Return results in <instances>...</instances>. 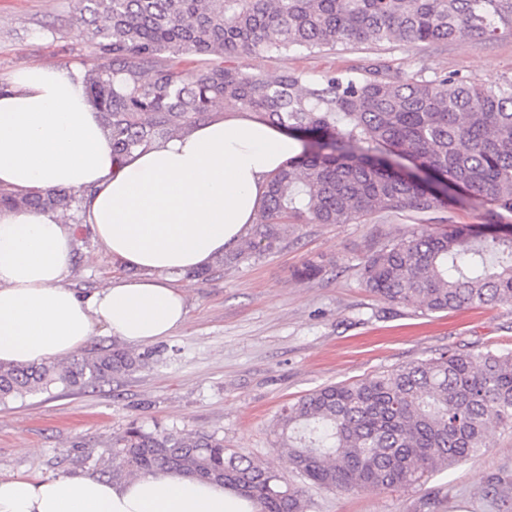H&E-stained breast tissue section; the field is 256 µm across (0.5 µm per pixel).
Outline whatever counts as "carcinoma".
<instances>
[{
    "mask_svg": "<svg viewBox=\"0 0 512 512\" xmlns=\"http://www.w3.org/2000/svg\"><path fill=\"white\" fill-rule=\"evenodd\" d=\"M100 63L85 77L120 162L212 119L229 101L316 141L270 181L248 237L218 259L232 265L280 247L297 224H348L378 211L427 213L464 200L512 212V81L435 72L273 78L224 63L188 73L184 54L231 58L310 52L343 43L411 45L512 35V0H77ZM76 191L15 193L0 205L62 213ZM361 285L383 300L436 313L512 306V236L491 224L413 227L368 245ZM150 354L114 345L67 365L0 364V403L60 384L86 389L128 376ZM279 449L311 484L340 492L408 488L477 457L491 427L512 429V350L442 354L314 390L282 409ZM113 479L156 469L217 484L256 512H307L301 490L205 432L135 423L101 457Z\"/></svg>",
    "mask_w": 512,
    "mask_h": 512,
    "instance_id": "obj_1",
    "label": "carcinoma"
}]
</instances>
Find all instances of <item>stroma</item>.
Instances as JSON below:
<instances>
[{
    "instance_id": "obj_1",
    "label": "stroma",
    "mask_w": 512,
    "mask_h": 512,
    "mask_svg": "<svg viewBox=\"0 0 512 512\" xmlns=\"http://www.w3.org/2000/svg\"><path fill=\"white\" fill-rule=\"evenodd\" d=\"M76 0H0V86L22 69L49 65L87 73L97 63L87 29L72 19ZM264 77L284 70L319 79L325 72L448 73L475 82L512 80V35L421 46L399 42L332 50L270 51L228 59ZM488 209L464 203L427 213L376 212L352 224H300L259 259L217 268L186 289L187 320L149 344L139 371L83 390L56 387L0 403V479L103 472L100 456L129 423L146 430L202 431L300 484L308 512H512V432L487 434L475 459L434 473L425 486L342 494L301 482L276 448L284 406L330 383L353 381L444 352L512 349V307L476 306L422 313L363 288L359 263L371 239L423 224L490 222ZM69 288L87 294L122 273L81 212H73ZM321 275L300 279L305 263Z\"/></svg>"
}]
</instances>
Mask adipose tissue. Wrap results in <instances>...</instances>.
I'll list each match as a JSON object with an SVG mask.
<instances>
[{
    "label": "adipose tissue",
    "mask_w": 512,
    "mask_h": 512,
    "mask_svg": "<svg viewBox=\"0 0 512 512\" xmlns=\"http://www.w3.org/2000/svg\"><path fill=\"white\" fill-rule=\"evenodd\" d=\"M296 139L250 111L154 142L123 162L75 72L20 71L0 90V187L84 191L83 220L129 271L83 296L65 284L73 230L53 210H0V364H39L82 348L95 325L131 345L186 321L171 274L208 264L246 235ZM0 512H255L225 489L166 470L114 482L94 475L0 479Z\"/></svg>",
    "instance_id": "ef3b65f1"
}]
</instances>
